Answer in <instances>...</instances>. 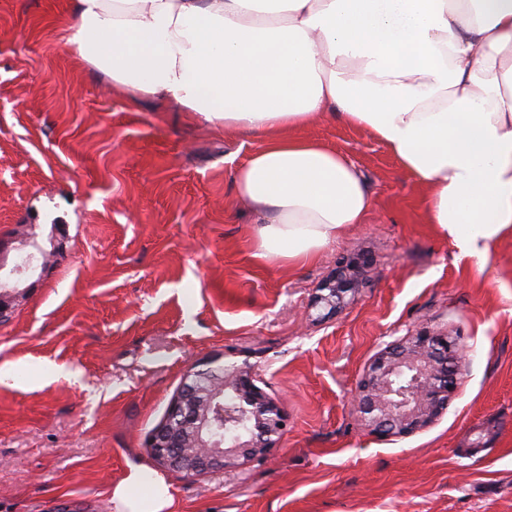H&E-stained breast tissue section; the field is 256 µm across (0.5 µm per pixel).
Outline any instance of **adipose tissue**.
Masks as SVG:
<instances>
[{"label": "adipose tissue", "instance_id": "adipose-tissue-1", "mask_svg": "<svg viewBox=\"0 0 512 512\" xmlns=\"http://www.w3.org/2000/svg\"><path fill=\"white\" fill-rule=\"evenodd\" d=\"M66 42L128 88L258 146L232 172L257 258L301 265L372 207L355 163L296 129L370 131L430 221L484 267L512 233V0H72ZM115 512H174L161 476Z\"/></svg>", "mask_w": 512, "mask_h": 512}]
</instances>
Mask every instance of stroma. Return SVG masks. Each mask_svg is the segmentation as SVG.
I'll return each mask as SVG.
<instances>
[{
    "label": "stroma",
    "mask_w": 512,
    "mask_h": 512,
    "mask_svg": "<svg viewBox=\"0 0 512 512\" xmlns=\"http://www.w3.org/2000/svg\"><path fill=\"white\" fill-rule=\"evenodd\" d=\"M69 13L0 0V257L60 246L0 321L17 372L0 383V512H114L134 466L176 512H512V234L477 269L371 132L320 120L301 134L356 162L368 221L298 267L256 258L230 177L252 137L154 96L130 106L69 50ZM339 274L335 313L318 297ZM424 327L460 339L467 371L447 412L381 438L359 383ZM203 360L251 366L287 427L266 456L190 476L145 440Z\"/></svg>",
    "instance_id": "1"
}]
</instances>
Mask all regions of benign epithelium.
<instances>
[{
    "label": "benign epithelium",
    "instance_id": "benign-epithelium-1",
    "mask_svg": "<svg viewBox=\"0 0 512 512\" xmlns=\"http://www.w3.org/2000/svg\"><path fill=\"white\" fill-rule=\"evenodd\" d=\"M41 251L33 244L26 261L10 268L0 260V315L9 306L15 276L35 274L39 265L34 258ZM324 289L328 294L320 300L341 308L348 282L338 277ZM465 368L458 339L422 328L375 361L358 387L357 409L382 436L409 434L448 408ZM285 427L280 408L256 386L251 372L208 366L187 373L146 446L165 468L200 474L264 456Z\"/></svg>",
    "mask_w": 512,
    "mask_h": 512
}]
</instances>
